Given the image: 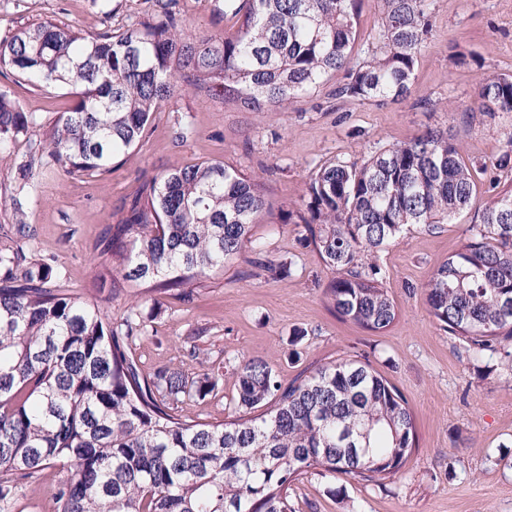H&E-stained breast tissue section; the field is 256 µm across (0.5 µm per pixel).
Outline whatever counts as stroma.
Masks as SVG:
<instances>
[{
  "label": "stroma",
  "instance_id": "35a3bbf8",
  "mask_svg": "<svg viewBox=\"0 0 512 512\" xmlns=\"http://www.w3.org/2000/svg\"><path fill=\"white\" fill-rule=\"evenodd\" d=\"M183 28L197 35L233 36L232 15L213 14L209 0H178ZM432 29L418 57L407 98L382 103L334 95L343 76L287 109L251 112L222 98L180 89L150 120L143 140L103 174L43 171L36 203L15 208L19 175L0 165V251L17 245L14 227L29 225L37 257H50L64 291L82 295L103 283L102 308L111 322L130 306L147 316L146 334L132 352L152 378L168 368L195 377L222 371L217 393L180 404L179 415L217 423L231 414L240 359H263L282 382L340 359L368 361L405 396L415 422L416 448L395 482L379 488L310 469L290 491L295 512H512V365L475 355L448 335L429 312L425 285L439 264L465 244L473 209L428 233L404 232L376 259L397 305L394 322L368 332L339 320L324 286L331 276L314 246L304 244L311 172L334 161L362 162L374 151L428 128L447 130L470 167L475 207L491 186L512 191V171L499 168L512 112L475 111V91L487 77L512 74V0H432ZM152 11L151 0H0V37L46 19L96 32L122 30ZM473 61L458 66L455 51ZM37 126L12 146L24 159L42 142L43 128L72 105L64 88H40L0 76ZM188 128L179 138L180 128ZM217 160L259 181L266 211L251 235L270 259L290 265L277 277L241 254L209 272L191 296L173 289L151 304L147 289L112 286L105 248L119 209L140 183L167 171ZM299 351L291 361L290 351ZM60 473L49 469L27 484L15 512H55Z\"/></svg>",
  "mask_w": 512,
  "mask_h": 512
}]
</instances>
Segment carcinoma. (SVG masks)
I'll return each instance as SVG.
<instances>
[{"label": "carcinoma", "instance_id": "obj_1", "mask_svg": "<svg viewBox=\"0 0 512 512\" xmlns=\"http://www.w3.org/2000/svg\"><path fill=\"white\" fill-rule=\"evenodd\" d=\"M381 29L356 61L358 0H214L238 18L232 37L197 39L178 23L176 0H153L150 16L122 32L89 35L44 20L0 38V75L64 85L71 108L44 130L47 153L17 163L19 190L37 198V171L104 173L144 137L178 84L198 95L272 112L345 71L335 95L383 102L411 92L431 31V0H380ZM481 112H512V76L489 77ZM38 124L0 89V162ZM303 240L332 277L336 316L369 331L396 317L373 263L403 232H432L473 203L470 170L448 130L429 128L374 152L312 172ZM265 208L260 184L222 162L175 169L143 182L113 225L112 271L153 292L191 288L245 252L266 271L251 236ZM471 237L426 285L429 312L476 353L512 363V193L477 211ZM19 244L0 252V512L26 483L57 466L56 512H294L288 491L314 468L383 487L415 444L407 401L366 362L345 359L283 385L266 362L235 366L237 416L221 424L176 414L182 397L204 398L224 374L187 378L158 370L140 378L132 352L145 328L139 308L105 321L100 300L57 288L60 274ZM267 410L250 415L251 410Z\"/></svg>", "mask_w": 512, "mask_h": 512}]
</instances>
